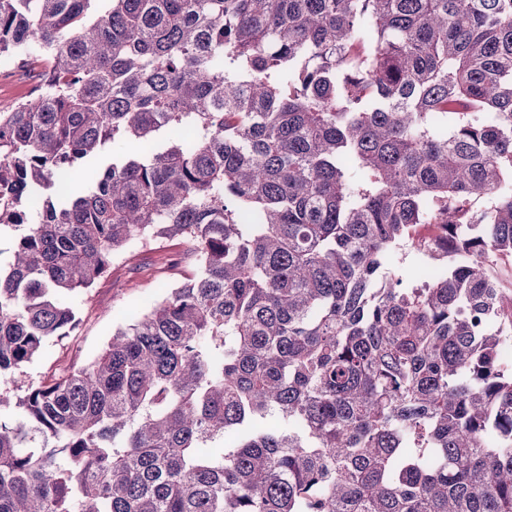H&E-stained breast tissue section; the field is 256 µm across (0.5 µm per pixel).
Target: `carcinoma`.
Segmentation results:
<instances>
[{"label":"carcinoma","instance_id":"1","mask_svg":"<svg viewBox=\"0 0 512 512\" xmlns=\"http://www.w3.org/2000/svg\"><path fill=\"white\" fill-rule=\"evenodd\" d=\"M97 2L0 0L49 58L0 112V512H512V0ZM163 239L192 275L16 393Z\"/></svg>","mask_w":512,"mask_h":512}]
</instances>
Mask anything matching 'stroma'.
Segmentation results:
<instances>
[{"label": "stroma", "mask_w": 512, "mask_h": 512, "mask_svg": "<svg viewBox=\"0 0 512 512\" xmlns=\"http://www.w3.org/2000/svg\"><path fill=\"white\" fill-rule=\"evenodd\" d=\"M191 272L183 248L154 249L132 242L93 288L75 298L82 319L78 333L49 342L27 367L25 382L50 379L69 366L88 362L118 326L163 295L175 278Z\"/></svg>", "instance_id": "35a3bbf8"}]
</instances>
